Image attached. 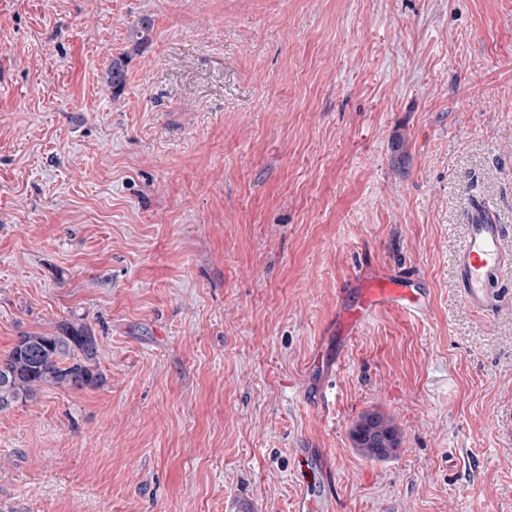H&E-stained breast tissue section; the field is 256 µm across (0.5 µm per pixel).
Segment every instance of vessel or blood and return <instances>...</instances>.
<instances>
[{
    "mask_svg": "<svg viewBox=\"0 0 512 512\" xmlns=\"http://www.w3.org/2000/svg\"><path fill=\"white\" fill-rule=\"evenodd\" d=\"M466 233L456 256L457 287L462 300L480 312L493 311L498 302L497 282L502 270L512 265V254L504 246L505 225L499 224L494 208L480 197H473L465 213ZM352 303L339 312L342 335L355 334L376 309L397 307L424 313L421 289L411 278L388 267L368 268L345 290Z\"/></svg>",
    "mask_w": 512,
    "mask_h": 512,
    "instance_id": "vessel-or-blood-1",
    "label": "vessel or blood"
}]
</instances>
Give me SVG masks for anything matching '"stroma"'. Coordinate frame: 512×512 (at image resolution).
Returning <instances> with one entry per match:
<instances>
[{
  "label": "stroma",
  "instance_id": "1",
  "mask_svg": "<svg viewBox=\"0 0 512 512\" xmlns=\"http://www.w3.org/2000/svg\"><path fill=\"white\" fill-rule=\"evenodd\" d=\"M150 16L126 88L103 83ZM512 0H0V357L74 320L104 382L0 412V512H512ZM412 272L426 315L358 271ZM380 408L385 462L349 431ZM464 223L466 233L456 256L457 288L469 307L490 312L498 302L499 275L512 265L504 246L506 227L489 202L477 196L464 212ZM413 279L404 277L388 267H370L353 280L344 294L353 297L339 312L341 336L355 334L364 320L376 309L398 307L404 311L422 314L426 311L424 288H409ZM349 436L353 448L377 462L390 460L401 443L394 418L378 411L361 414L352 425Z\"/></svg>",
  "mask_w": 512,
  "mask_h": 512
}]
</instances>
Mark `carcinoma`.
<instances>
[{
  "instance_id": "carcinoma-1",
  "label": "carcinoma",
  "mask_w": 512,
  "mask_h": 512,
  "mask_svg": "<svg viewBox=\"0 0 512 512\" xmlns=\"http://www.w3.org/2000/svg\"><path fill=\"white\" fill-rule=\"evenodd\" d=\"M151 20L142 17L131 28L132 52L149 40ZM131 52L112 57L104 79L116 96L126 84ZM98 342L84 324L64 323L54 333H27L17 337L9 354L0 360V374L10 382L0 386V401H27L47 387L69 390L92 389L103 381L97 365ZM352 447L369 460L384 462L400 446V432L389 415L378 411L361 414L350 432Z\"/></svg>"
}]
</instances>
